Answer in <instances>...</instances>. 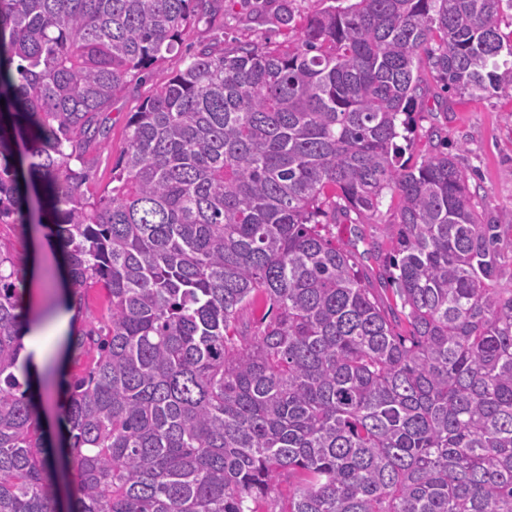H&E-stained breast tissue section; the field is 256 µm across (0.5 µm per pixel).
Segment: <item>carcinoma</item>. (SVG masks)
Wrapping results in <instances>:
<instances>
[{
  "label": "carcinoma",
  "mask_w": 512,
  "mask_h": 512,
  "mask_svg": "<svg viewBox=\"0 0 512 512\" xmlns=\"http://www.w3.org/2000/svg\"><path fill=\"white\" fill-rule=\"evenodd\" d=\"M215 0H0V223L52 225L73 333L60 387L78 472L47 480L24 316L0 252V512H512V278L455 158L400 163L426 68L512 97L502 0H334L285 49L175 45ZM131 113L112 188L83 185L98 117ZM82 168L76 169L73 163ZM398 199L386 302L326 225ZM269 306L250 331L241 313ZM107 305L106 292L102 288H96L89 292L82 312L80 313L81 322L89 327L96 325L101 320Z\"/></svg>",
  "instance_id": "carcinoma-1"
}]
</instances>
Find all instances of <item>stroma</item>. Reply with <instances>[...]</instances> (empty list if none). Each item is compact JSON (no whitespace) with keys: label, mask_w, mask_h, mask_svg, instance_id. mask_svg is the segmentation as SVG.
Masks as SVG:
<instances>
[{"label":"stroma","mask_w":512,"mask_h":512,"mask_svg":"<svg viewBox=\"0 0 512 512\" xmlns=\"http://www.w3.org/2000/svg\"><path fill=\"white\" fill-rule=\"evenodd\" d=\"M275 0H222L219 13L208 22L192 26L177 51L186 57L203 43L230 48L243 43L268 42L287 47L295 33L276 26ZM171 65L157 63L146 80H132L102 115L107 139L95 143L88 155L87 188L97 195L112 177V164L125 144L131 112L136 111L154 88L170 77ZM423 91L417 100L414 131L403 144V162L413 165L437 152L455 156L470 176L472 201L485 221L496 224L504 273L512 272V98L443 95L430 73H423ZM396 202L384 199L370 218L353 216L333 224L337 245L351 251L373 286L392 244L385 236L394 222ZM41 235L31 224H0V252L10 256L15 270L28 274L32 245Z\"/></svg>","instance_id":"stroma-1"}]
</instances>
